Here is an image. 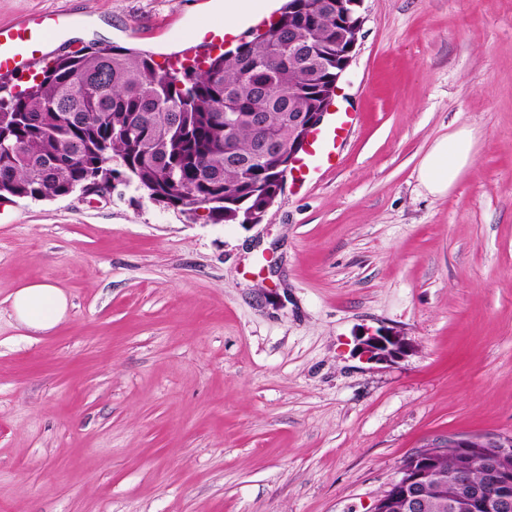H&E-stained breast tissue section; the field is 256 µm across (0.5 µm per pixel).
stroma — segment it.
<instances>
[{
  "label": "stroma",
  "instance_id": "obj_1",
  "mask_svg": "<svg viewBox=\"0 0 512 512\" xmlns=\"http://www.w3.org/2000/svg\"><path fill=\"white\" fill-rule=\"evenodd\" d=\"M68 10L84 47L179 58L224 0H0ZM335 168L256 225L135 186L0 204V512H370L417 448L512 434V0H361ZM444 196L419 165L454 131ZM47 281L53 330L9 297ZM413 345L387 364L357 338ZM473 148V135L467 129L436 141L420 163V182L432 195L448 194L469 166ZM11 309L15 320L35 332L54 329L69 310L66 294L48 282L24 285L12 294Z\"/></svg>",
  "mask_w": 512,
  "mask_h": 512
}]
</instances>
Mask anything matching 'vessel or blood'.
<instances>
[{"label": "vessel or blood", "mask_w": 512, "mask_h": 512, "mask_svg": "<svg viewBox=\"0 0 512 512\" xmlns=\"http://www.w3.org/2000/svg\"><path fill=\"white\" fill-rule=\"evenodd\" d=\"M66 12L31 13L19 21L0 26V75H13L29 70L47 56L56 43H65L66 33L74 24ZM323 127L313 131L306 149L298 157L289 177L301 186L321 169L334 168L339 160V148L354 130L357 115L345 110H332Z\"/></svg>", "instance_id": "vessel-or-blood-1"}]
</instances>
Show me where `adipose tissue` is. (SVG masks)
I'll list each match as a JSON object with an SVG mask.
<instances>
[{
    "label": "adipose tissue",
    "instance_id": "1",
    "mask_svg": "<svg viewBox=\"0 0 512 512\" xmlns=\"http://www.w3.org/2000/svg\"><path fill=\"white\" fill-rule=\"evenodd\" d=\"M474 139L471 131L460 129L436 141L419 167V179L430 194H448L471 162ZM15 320L35 332H47L61 323L69 310L66 294L48 282L24 285L12 294Z\"/></svg>",
    "mask_w": 512,
    "mask_h": 512
}]
</instances>
